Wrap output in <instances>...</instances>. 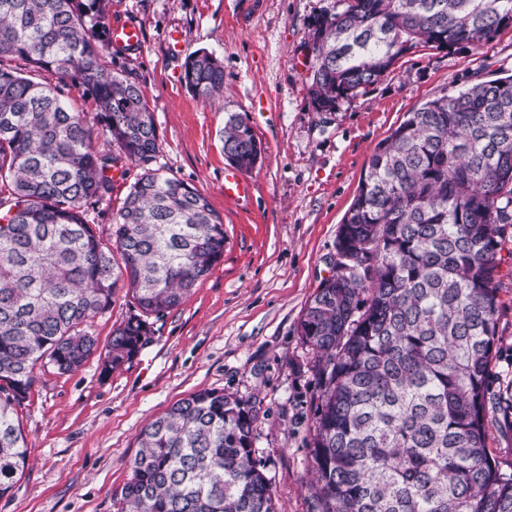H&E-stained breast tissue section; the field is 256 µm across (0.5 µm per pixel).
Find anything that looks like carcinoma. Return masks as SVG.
<instances>
[{
	"label": "carcinoma",
	"mask_w": 512,
	"mask_h": 512,
	"mask_svg": "<svg viewBox=\"0 0 512 512\" xmlns=\"http://www.w3.org/2000/svg\"><path fill=\"white\" fill-rule=\"evenodd\" d=\"M310 26L308 94L333 112L419 46L480 45L512 24V0H342ZM109 0H0V497L27 445L14 417L37 365L78 370L88 326L127 287L136 313L112 332L106 373L132 358L148 319L178 307L224 254V221L154 167L157 128L139 87L112 70ZM52 69L36 82L3 60ZM186 88L209 102L224 64L199 49ZM96 106L106 145L65 90ZM140 167L102 243L85 206L112 193L119 158ZM224 157L251 172L247 114L224 122ZM512 224V76L443 94L371 155L336 235L334 274L297 326L315 382L312 483L321 512H512V467L486 428L512 431L490 394L498 253ZM257 410L205 389L140 433L117 512H278L254 449Z\"/></svg>",
	"instance_id": "carcinoma-1"
}]
</instances>
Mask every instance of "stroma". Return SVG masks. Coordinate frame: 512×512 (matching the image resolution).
<instances>
[{
  "instance_id": "35a3bbf8",
  "label": "stroma",
  "mask_w": 512,
  "mask_h": 512,
  "mask_svg": "<svg viewBox=\"0 0 512 512\" xmlns=\"http://www.w3.org/2000/svg\"><path fill=\"white\" fill-rule=\"evenodd\" d=\"M335 0H111L112 23L143 33L111 67L140 88L155 116L156 165L197 188L224 221V256L184 299L154 318L137 357L104 374L112 332L132 313L125 288L90 331L96 352L77 371L35 370L17 408L24 469L0 512H116L138 436L153 418L203 389L237 394L258 411L256 456L280 512H317L310 488L314 380L299 319L333 273L336 234L375 148L426 100L512 74V25L488 43L421 47L335 111H316L307 90L309 22ZM224 62V92L205 103L182 80L198 49ZM244 113L262 156L248 202L224 196L222 131ZM110 198L85 219L101 242L141 170L121 157ZM495 284L499 368L512 366V225Z\"/></svg>"
}]
</instances>
